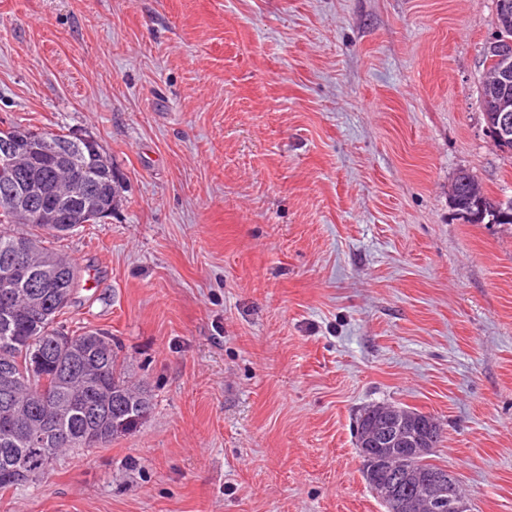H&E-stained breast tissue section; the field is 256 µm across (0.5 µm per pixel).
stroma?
<instances>
[{
    "label": "stroma",
    "mask_w": 512,
    "mask_h": 512,
    "mask_svg": "<svg viewBox=\"0 0 512 512\" xmlns=\"http://www.w3.org/2000/svg\"><path fill=\"white\" fill-rule=\"evenodd\" d=\"M495 0H0V118L94 136L121 201L56 247L63 333L154 396L0 512H385L356 420L434 416L471 512H512V197L485 134ZM458 177H459V175L454 180L455 182H454L453 186H454V189L457 191V204L460 209L459 210L460 212H467V211H469L470 207H472V204H471L472 197L470 195V185L469 184L476 186L478 193L475 195L477 197L479 196L481 198L487 211L500 205V199L491 197L488 194H486L482 190V188L479 187L480 185L478 186V184L475 182V179L472 176L465 173V175L461 178V179H463V178L468 179L469 184H464V183H467V180H463L464 183L459 182L457 180Z\"/></svg>",
    "instance_id": "1"
}]
</instances>
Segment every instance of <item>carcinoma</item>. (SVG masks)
<instances>
[{"mask_svg":"<svg viewBox=\"0 0 512 512\" xmlns=\"http://www.w3.org/2000/svg\"><path fill=\"white\" fill-rule=\"evenodd\" d=\"M23 131L50 144L67 145V158L86 165L89 183L96 186L97 197L105 208H114L119 181L107 158H90L70 133H47L29 127ZM58 169L59 164L53 159L40 166L29 164L27 179L50 193ZM464 178L469 183L456 181L454 189L460 211L467 212L472 207L470 186L475 179L468 174ZM17 225L38 228L53 238L66 236L53 224L38 223L23 209L0 207V263L12 258L17 242L26 240L36 249L27 264L34 266L44 257L59 260L60 286L74 295L80 273L78 265L55 252L49 241L16 230ZM70 306L69 302L60 308L50 306L46 308L47 314L36 318L28 304L20 303L11 321L0 322V360H8L13 375L10 386H0V492L37 479L59 456L83 448L82 440L89 430L100 432L101 447L136 430L152 412L151 390L133 380L111 336L98 330L70 336L75 352L45 371L41 386H31V366L37 356L58 344L61 333L57 317ZM61 400L75 401L77 405L69 415L55 419L51 404Z\"/></svg>","mask_w":512,"mask_h":512,"instance_id":"cac0c4a2","label":"carcinoma"}]
</instances>
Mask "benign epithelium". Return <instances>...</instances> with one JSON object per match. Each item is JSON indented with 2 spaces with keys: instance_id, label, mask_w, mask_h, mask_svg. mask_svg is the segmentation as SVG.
Returning <instances> with one entry per match:
<instances>
[{
  "instance_id": "benign-epithelium-1",
  "label": "benign epithelium",
  "mask_w": 512,
  "mask_h": 512,
  "mask_svg": "<svg viewBox=\"0 0 512 512\" xmlns=\"http://www.w3.org/2000/svg\"><path fill=\"white\" fill-rule=\"evenodd\" d=\"M495 54V68L484 73L482 84L498 90H506L512 84V52L504 46L499 36L486 44ZM488 138L502 148L512 143V102L504 99L497 103L494 122L487 127ZM54 149L40 140L21 135L12 127H0V169L15 172L12 180L0 187V203L5 206L26 205V209L44 215L45 220L65 229H74L87 223L93 214L103 217L107 212L97 209V197L90 196L82 207H72L43 195H20L24 174L17 171V161L42 155H52ZM19 263L12 261L0 267V311L8 313L11 306L31 299L37 289H49L53 272L32 281L28 288L13 287ZM371 425L358 435V448L363 460V472L373 494L386 507L387 512H466L465 496L454 477L447 471L422 472L413 468H396L390 465L401 453H420L432 446V440L424 435V421L406 409L377 406L371 409Z\"/></svg>"
}]
</instances>
